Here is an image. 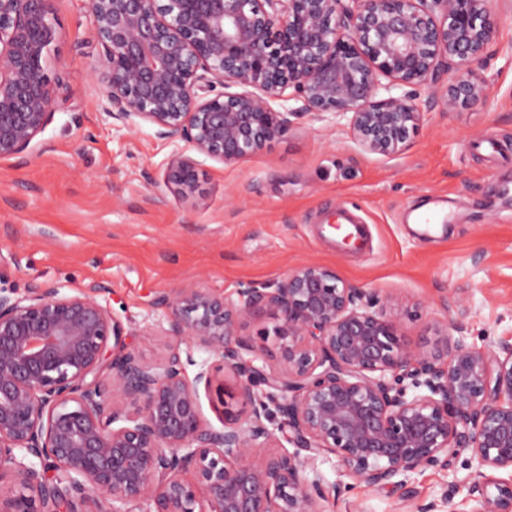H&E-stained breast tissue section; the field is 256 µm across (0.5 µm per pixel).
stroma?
<instances>
[{
	"mask_svg": "<svg viewBox=\"0 0 512 512\" xmlns=\"http://www.w3.org/2000/svg\"><path fill=\"white\" fill-rule=\"evenodd\" d=\"M89 2L57 0L48 71L65 102L26 159H0V285L37 279L75 294L109 284L110 311L148 360L168 344L157 296L191 284L232 297L306 264L396 294L388 316L411 347L433 345L457 300L468 342L512 341V0L496 4L486 100L450 109L432 88L409 87L424 117L400 154L359 151L346 122L303 115L260 153L229 164L198 156L188 194L167 183L174 147L153 127L119 131L101 118ZM342 205L358 208L367 249L322 236V219ZM424 207L441 218L427 237L410 221ZM317 466L343 488L328 512L408 508L400 493L344 475L335 458ZM469 475L462 465L451 478L428 470L409 488L430 501L456 483L463 512Z\"/></svg>",
	"mask_w": 512,
	"mask_h": 512,
	"instance_id": "stroma-1",
	"label": "stroma"
}]
</instances>
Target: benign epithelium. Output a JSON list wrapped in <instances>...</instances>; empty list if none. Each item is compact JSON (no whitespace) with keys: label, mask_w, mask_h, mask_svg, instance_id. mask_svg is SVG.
<instances>
[{"label":"benign epithelium","mask_w":512,"mask_h":512,"mask_svg":"<svg viewBox=\"0 0 512 512\" xmlns=\"http://www.w3.org/2000/svg\"><path fill=\"white\" fill-rule=\"evenodd\" d=\"M55 2L0 0V158L24 157L55 114ZM496 2L90 0L102 111L222 163L301 114L345 119L357 149L396 155L423 115L398 89L455 71L448 107L487 95L473 66ZM292 99L302 105L271 107ZM166 179L193 190L196 160L173 153ZM109 292L0 287V512H326L341 486L318 470L324 455L369 487L404 491L415 473L455 472L466 452L469 512H512V342L445 334L412 349L386 316L394 295L309 264L235 300L192 285L158 296L175 343L150 361L97 299ZM259 306L280 321L274 365L238 335ZM217 370L233 377L217 388L220 428L197 397ZM454 489L403 500L440 512Z\"/></svg>","instance_id":"1"}]
</instances>
